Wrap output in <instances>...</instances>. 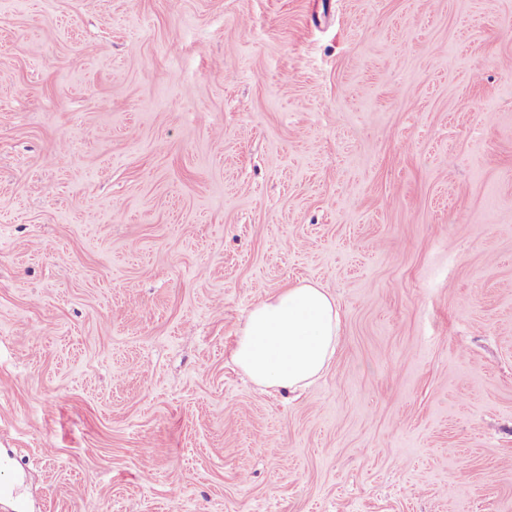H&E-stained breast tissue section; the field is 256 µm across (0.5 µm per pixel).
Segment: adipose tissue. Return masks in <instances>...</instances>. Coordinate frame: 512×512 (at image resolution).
Returning <instances> with one entry per match:
<instances>
[{
	"instance_id": "obj_1",
	"label": "adipose tissue",
	"mask_w": 512,
	"mask_h": 512,
	"mask_svg": "<svg viewBox=\"0 0 512 512\" xmlns=\"http://www.w3.org/2000/svg\"><path fill=\"white\" fill-rule=\"evenodd\" d=\"M338 333L335 298L319 285L295 284L253 307L232 358L256 385L294 392L328 366Z\"/></svg>"
}]
</instances>
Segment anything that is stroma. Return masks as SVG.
<instances>
[{
  "mask_svg": "<svg viewBox=\"0 0 512 512\" xmlns=\"http://www.w3.org/2000/svg\"><path fill=\"white\" fill-rule=\"evenodd\" d=\"M0 453V512H512V0H0ZM338 333L336 299L319 285L295 284L253 307L232 358L256 385L295 392L328 366Z\"/></svg>",
  "mask_w": 512,
  "mask_h": 512,
  "instance_id": "1",
  "label": "stroma"
}]
</instances>
